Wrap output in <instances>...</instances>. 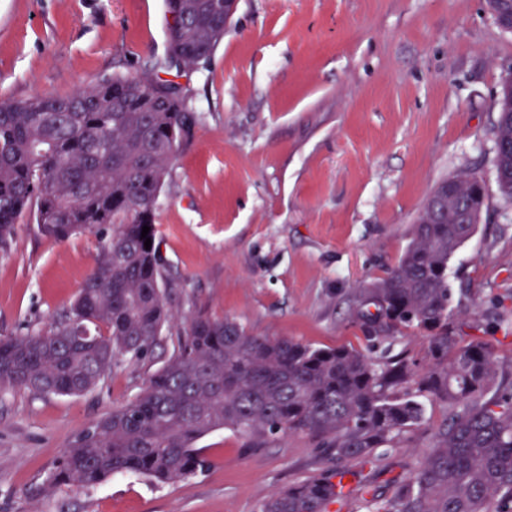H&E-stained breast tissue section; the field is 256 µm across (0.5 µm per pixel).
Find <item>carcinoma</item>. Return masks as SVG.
I'll return each instance as SVG.
<instances>
[{
	"instance_id": "1",
	"label": "carcinoma",
	"mask_w": 512,
	"mask_h": 512,
	"mask_svg": "<svg viewBox=\"0 0 512 512\" xmlns=\"http://www.w3.org/2000/svg\"><path fill=\"white\" fill-rule=\"evenodd\" d=\"M171 2L170 62L193 67L224 39V0H180L176 15ZM192 112L187 91L137 74L67 96L0 99V250L25 217L60 241L86 229L104 237L66 323L0 338V388L83 394L159 344L173 314L156 245L158 198ZM496 138V183L512 203L511 63L502 67ZM483 204L475 175L440 182L397 263L361 291L357 320L376 333L421 335L426 370L401 354L257 336L232 318L198 314L140 393L73 439L50 487H94L127 472L175 483L205 467L196 442L223 427L257 439L307 434L328 449V466L260 512H329L348 461L368 462L375 449L428 430V397L443 404L442 424L393 495H371L368 512H512V380L499 377L487 342L457 335L448 279Z\"/></svg>"
}]
</instances>
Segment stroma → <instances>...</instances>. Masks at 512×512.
<instances>
[{
    "label": "stroma",
    "mask_w": 512,
    "mask_h": 512,
    "mask_svg": "<svg viewBox=\"0 0 512 512\" xmlns=\"http://www.w3.org/2000/svg\"><path fill=\"white\" fill-rule=\"evenodd\" d=\"M163 0H0V97L64 96L115 74L176 81L194 123L159 196L156 244L176 319L145 359L91 393L0 390V512H259L317 476L304 435L254 445L228 429L197 442L208 460L173 485L133 473L90 488L47 487L73 437L137 395L190 317L235 319L258 336L424 357L422 339L366 337L362 288L394 266L434 187L473 172L485 187L476 233L450 263L458 333L482 336L512 372V337L487 333L512 308V204L494 170L500 76L512 33L488 0H239L195 69L166 70ZM102 239L59 241L21 224L0 251V336L48 332L96 266ZM429 433L347 464L341 512H366L416 467Z\"/></svg>",
    "instance_id": "obj_1"
}]
</instances>
